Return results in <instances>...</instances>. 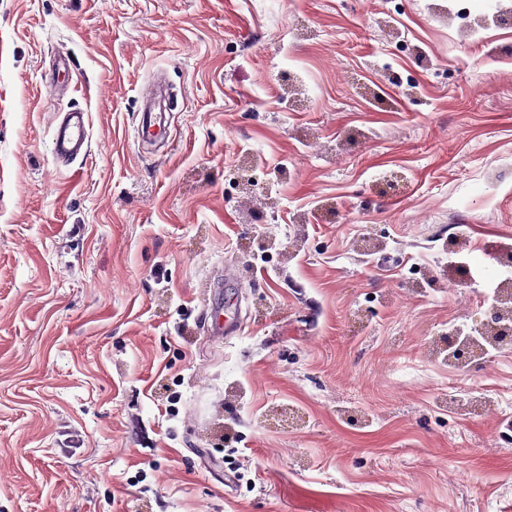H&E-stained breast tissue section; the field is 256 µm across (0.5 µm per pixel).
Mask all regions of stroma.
Instances as JSON below:
<instances>
[{"label":"stroma","mask_w":512,"mask_h":512,"mask_svg":"<svg viewBox=\"0 0 512 512\" xmlns=\"http://www.w3.org/2000/svg\"><path fill=\"white\" fill-rule=\"evenodd\" d=\"M447 2L0 0V512H512V348L439 346L512 281V26ZM86 112H69L57 125L53 135V154L61 161H70L80 154L88 141Z\"/></svg>","instance_id":"stroma-1"}]
</instances>
